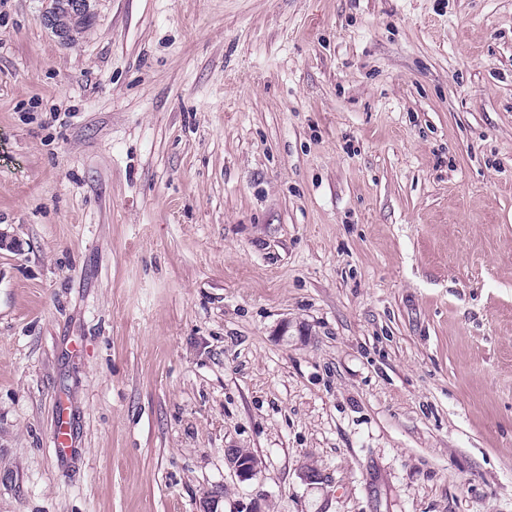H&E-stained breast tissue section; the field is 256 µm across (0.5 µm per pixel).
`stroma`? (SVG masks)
Listing matches in <instances>:
<instances>
[{"label": "stroma", "mask_w": 512, "mask_h": 512, "mask_svg": "<svg viewBox=\"0 0 512 512\" xmlns=\"http://www.w3.org/2000/svg\"><path fill=\"white\" fill-rule=\"evenodd\" d=\"M89 5L0 0V512H512V0ZM66 2L59 7L63 12L58 9V4L54 6L44 17V24L49 26L54 32L64 41L68 42V37L72 36L74 27L77 24H89L90 15L88 9L89 0H59ZM61 15H65L68 21L63 22ZM65 23L66 26H63ZM70 30V31H69ZM226 459L237 475L243 480L252 479L257 473V464L250 458L242 456L238 448H228L226 450Z\"/></svg>", "instance_id": "stroma-1"}]
</instances>
